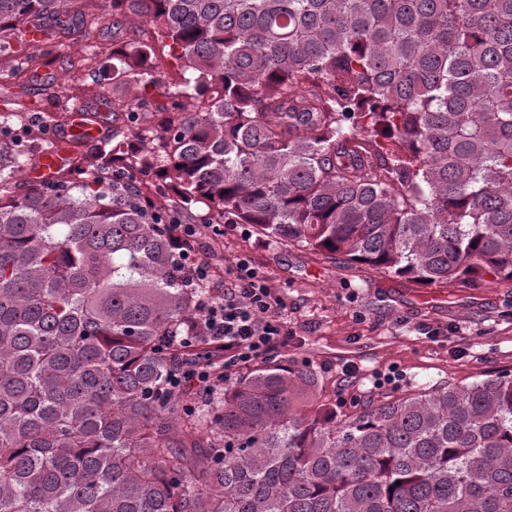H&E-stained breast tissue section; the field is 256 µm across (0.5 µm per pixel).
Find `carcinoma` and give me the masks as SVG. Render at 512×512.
<instances>
[{
	"label": "carcinoma",
	"mask_w": 512,
	"mask_h": 512,
	"mask_svg": "<svg viewBox=\"0 0 512 512\" xmlns=\"http://www.w3.org/2000/svg\"><path fill=\"white\" fill-rule=\"evenodd\" d=\"M0 0V44L89 23ZM137 17L112 134L19 190L0 140V512H512V374L351 413L307 363L207 406L215 354L169 224L257 233L422 285L512 283V0H96ZM181 63L149 64L145 27ZM192 337L183 347L179 340Z\"/></svg>",
	"instance_id": "obj_1"
}]
</instances>
